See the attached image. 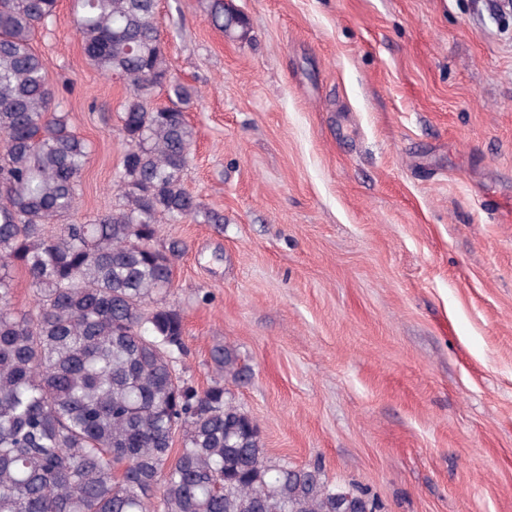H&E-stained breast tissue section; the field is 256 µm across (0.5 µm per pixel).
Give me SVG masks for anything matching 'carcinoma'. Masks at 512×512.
I'll return each mask as SVG.
<instances>
[{"mask_svg": "<svg viewBox=\"0 0 512 512\" xmlns=\"http://www.w3.org/2000/svg\"><path fill=\"white\" fill-rule=\"evenodd\" d=\"M57 4L0 0V512H380L363 489L271 460L223 380L196 389L177 369L185 324L166 296L184 247L156 245L158 224L224 214L184 186L191 91L161 46L157 0H74L85 60L128 96L120 202L68 222L89 148L54 110L34 46ZM208 16L248 33L226 0ZM158 89L171 105H151ZM16 268L35 289L29 310L13 303ZM212 360L242 376L233 348Z\"/></svg>", "mask_w": 512, "mask_h": 512, "instance_id": "1", "label": "carcinoma"}]
</instances>
